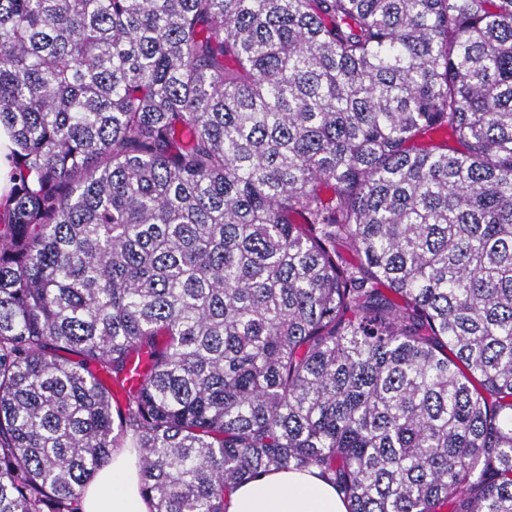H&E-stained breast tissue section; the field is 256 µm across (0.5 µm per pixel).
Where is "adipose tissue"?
I'll return each mask as SVG.
<instances>
[{
  "instance_id": "adipose-tissue-1",
  "label": "adipose tissue",
  "mask_w": 512,
  "mask_h": 512,
  "mask_svg": "<svg viewBox=\"0 0 512 512\" xmlns=\"http://www.w3.org/2000/svg\"><path fill=\"white\" fill-rule=\"evenodd\" d=\"M81 512H149L140 487L139 469L133 454L114 451L86 488ZM227 512H347L335 487L317 471L278 470L263 472L237 486Z\"/></svg>"
}]
</instances>
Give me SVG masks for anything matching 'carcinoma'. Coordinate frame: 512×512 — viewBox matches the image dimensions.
Returning <instances> with one entry per match:
<instances>
[{"mask_svg": "<svg viewBox=\"0 0 512 512\" xmlns=\"http://www.w3.org/2000/svg\"><path fill=\"white\" fill-rule=\"evenodd\" d=\"M0 124V512L127 444L152 512H512V0H0ZM13 147L10 131L0 124V203L5 204L12 186V167L6 158L8 148ZM227 512H347L336 488L318 470L263 472L237 486Z\"/></svg>", "mask_w": 512, "mask_h": 512, "instance_id": "carcinoma-1", "label": "carcinoma"}]
</instances>
